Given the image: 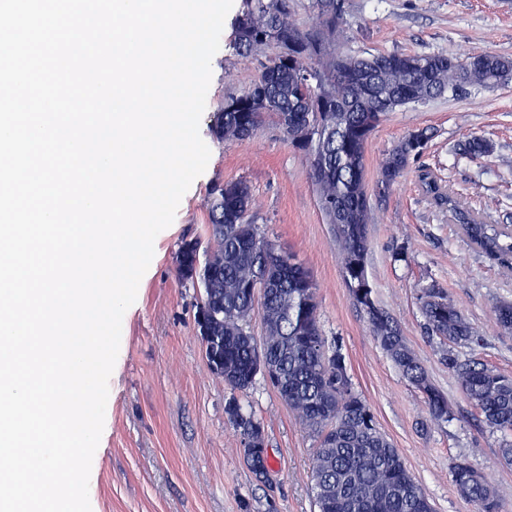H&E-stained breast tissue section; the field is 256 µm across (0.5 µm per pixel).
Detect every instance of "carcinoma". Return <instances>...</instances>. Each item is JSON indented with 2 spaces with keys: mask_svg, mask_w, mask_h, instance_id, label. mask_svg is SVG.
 <instances>
[{
  "mask_svg": "<svg viewBox=\"0 0 512 512\" xmlns=\"http://www.w3.org/2000/svg\"><path fill=\"white\" fill-rule=\"evenodd\" d=\"M292 0H245L237 20L238 48L249 54L273 47L261 62L252 87L224 100L212 132L219 141L250 138L266 122L305 153L318 202L334 225L342 276L370 329L401 374L425 395L430 417H452L445 396L432 384L400 325L373 298L366 265L374 222L367 198L365 155L369 139L386 115L466 87L512 82V59L492 52L465 58L431 53H379L358 58L336 41L344 22L343 0H312V22L302 29L291 19ZM433 133L413 131L388 154L377 186L391 189L411 161L419 158ZM480 160L493 152L472 136L459 147ZM461 235L479 253L512 269V227L488 224L462 208L453 191L444 198ZM207 245L184 239L175 254L180 278L201 290L195 322L207 331L206 359L231 392L228 422L240 436L246 464L270 482L268 455L250 448L265 438L264 426L243 411L236 397L246 393L263 359L277 363L275 388L320 437L311 471L317 512H433L423 488L397 449L379 431L367 402L349 381L342 356L325 354L316 287L301 264L290 265L262 236L252 214V194L243 180L214 184L209 191ZM421 312L428 333L444 344L441 361L457 378L464 398L501 434L503 455L512 461V376L477 359H462L457 346L476 341L475 331L448 294L436 284L422 289ZM259 317L261 337L251 322ZM499 327L512 333V303L494 307ZM452 479L478 512H501L484 476L467 461L457 462Z\"/></svg>",
  "mask_w": 512,
  "mask_h": 512,
  "instance_id": "obj_1",
  "label": "carcinoma"
}]
</instances>
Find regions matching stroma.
I'll use <instances>...</instances> for the list:
<instances>
[{
	"mask_svg": "<svg viewBox=\"0 0 512 512\" xmlns=\"http://www.w3.org/2000/svg\"><path fill=\"white\" fill-rule=\"evenodd\" d=\"M242 8L243 0H234L211 61L199 127L211 151L209 163L183 196L173 223L156 237L136 301L123 317L105 433L89 479L92 512H317L310 491L317 435L257 378L240 403L264 425L273 483L256 478L224 412L230 392L211 372L196 332L201 295L175 270L182 239L208 238L209 188L239 179L251 188L260 232L311 272L323 335L338 348L354 390L435 512H477L452 481V467L463 458L485 475L503 512H512V462L501 452L502 438L442 364L438 340L425 334L419 300L429 284L444 288L478 334L477 343L459 348L460 357L512 376V335L501 331L493 315L498 302H512V270L468 246L421 182L422 173H430L487 223L512 225V83L473 86L398 108L368 143L366 181L375 221L367 276L376 301L398 321L431 382L448 399L453 416L437 425L423 394L387 357L351 297L303 152L271 122L245 141L222 143L212 133L225 97L243 94L261 73L263 53L243 55L236 48ZM339 42L357 56L427 52L463 58L489 51L512 58V0H345ZM426 127L434 137L423 155L388 193H379L377 175L389 151ZM470 134L493 144L490 158L473 161L459 153Z\"/></svg>",
	"mask_w": 512,
	"mask_h": 512,
	"instance_id": "stroma-1",
	"label": "stroma"
}]
</instances>
